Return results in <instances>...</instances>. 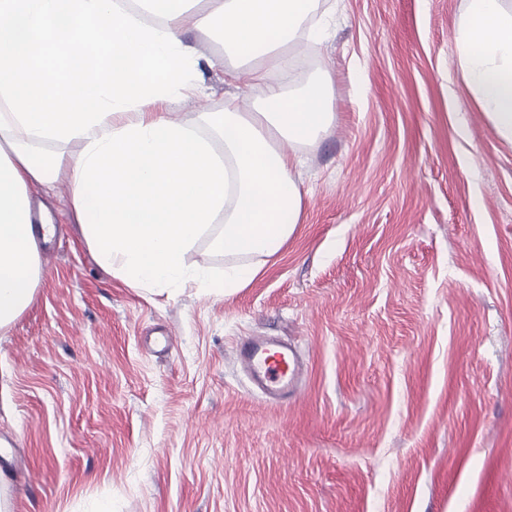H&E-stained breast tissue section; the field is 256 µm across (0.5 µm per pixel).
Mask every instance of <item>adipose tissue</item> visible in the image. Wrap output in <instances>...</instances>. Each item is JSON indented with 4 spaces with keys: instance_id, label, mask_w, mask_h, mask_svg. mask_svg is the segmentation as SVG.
<instances>
[{
    "instance_id": "adipose-tissue-1",
    "label": "adipose tissue",
    "mask_w": 512,
    "mask_h": 512,
    "mask_svg": "<svg viewBox=\"0 0 512 512\" xmlns=\"http://www.w3.org/2000/svg\"><path fill=\"white\" fill-rule=\"evenodd\" d=\"M311 0H144L149 20L120 0H0V331L31 304L41 276L29 188L68 168L72 206L101 268L146 291L200 281L225 296L262 273L302 208L293 145L332 124V75L298 86L291 44H321L330 24L308 25ZM218 31L225 52L250 64L264 105L167 113L201 95L204 57L188 31ZM461 76L497 134L512 142V12L469 0L454 42ZM207 121L214 138L196 128ZM221 139L223 152L213 141ZM79 142L61 156L45 142ZM234 265L190 270L186 254L212 224Z\"/></svg>"
}]
</instances>
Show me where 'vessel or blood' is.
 Segmentation results:
<instances>
[{
    "label": "vessel or blood",
    "instance_id": "vessel-or-blood-1",
    "mask_svg": "<svg viewBox=\"0 0 512 512\" xmlns=\"http://www.w3.org/2000/svg\"><path fill=\"white\" fill-rule=\"evenodd\" d=\"M236 358L251 383L270 400L283 403L300 396L306 366L291 344L250 336L238 343Z\"/></svg>",
    "mask_w": 512,
    "mask_h": 512
}]
</instances>
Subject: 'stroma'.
I'll return each instance as SVG.
<instances>
[{
    "instance_id": "1",
    "label": "stroma",
    "mask_w": 512,
    "mask_h": 512,
    "mask_svg": "<svg viewBox=\"0 0 512 512\" xmlns=\"http://www.w3.org/2000/svg\"><path fill=\"white\" fill-rule=\"evenodd\" d=\"M466 0H314L330 129L299 147L302 210L228 297L150 293L103 270L67 172L32 187L59 229L30 307L0 331V480L10 512H512V144L462 83ZM205 97L244 109L216 37ZM171 331L170 350L150 337ZM308 366L298 402L251 390L237 341Z\"/></svg>"
}]
</instances>
